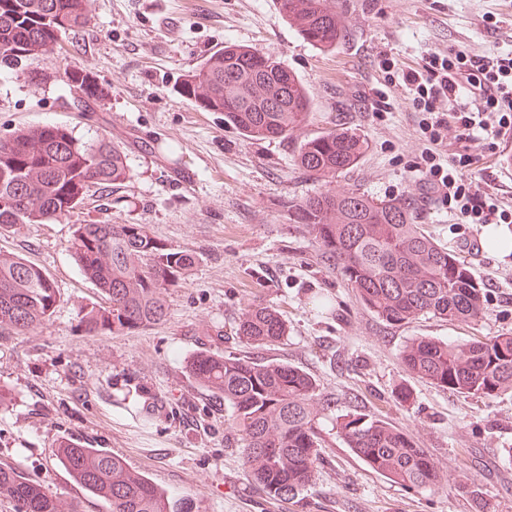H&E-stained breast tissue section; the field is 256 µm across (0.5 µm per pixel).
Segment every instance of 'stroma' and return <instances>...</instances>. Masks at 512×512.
<instances>
[{"instance_id": "stroma-1", "label": "stroma", "mask_w": 512, "mask_h": 512, "mask_svg": "<svg viewBox=\"0 0 512 512\" xmlns=\"http://www.w3.org/2000/svg\"><path fill=\"white\" fill-rule=\"evenodd\" d=\"M351 30L334 51L312 47L282 17L279 0H90L91 22L63 36L28 76L0 73V138L29 125H64L81 141L124 147L129 180L92 190L68 219L23 224L0 249L39 266L56 290L51 319L27 334L0 331V466L19 468L51 494L106 512L54 459L66 436L104 448L145 472L190 512H512V395L492 401L452 393L405 374L399 354L415 336L451 342L512 332V252L484 246L486 225L458 224L416 166L428 146L404 86L387 83L380 54L417 67L433 52L512 49V0H336ZM277 55L311 98L308 122L287 139L249 140L220 112L180 98L175 81L225 44ZM91 72L105 90L81 111L63 73ZM390 109L376 113L375 90ZM333 129L368 148L351 169L317 181L295 163L301 144ZM436 153L468 152L484 192L512 209V132L465 144L449 132ZM409 198L418 221L454 251L487 290L470 323L423 317L392 325L365 311L340 270L288 219L286 203L318 191ZM145 224L200 260L171 289L166 321L124 335L87 333L84 308L104 303L69 249L74 225ZM274 306L288 335L245 349L237 319L252 304ZM199 350L290 363L312 375L329 401L322 423L326 463L313 487L288 502L247 477L229 441L224 408L186 369ZM407 390L408 399L398 397ZM403 428L428 448L445 492L407 491L372 472L334 423L353 412ZM479 492L472 501L457 484Z\"/></svg>"}]
</instances>
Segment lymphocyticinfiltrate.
Wrapping results in <instances>:
<instances>
[{
	"instance_id": "1",
	"label": "lymphocytic infiltrate",
	"mask_w": 512,
	"mask_h": 512,
	"mask_svg": "<svg viewBox=\"0 0 512 512\" xmlns=\"http://www.w3.org/2000/svg\"><path fill=\"white\" fill-rule=\"evenodd\" d=\"M389 81L404 85L421 113L420 129L428 142L443 141L448 128L461 139L483 141L512 130V52L483 55L431 53L420 68L396 69ZM465 154L441 158L422 153L418 169L425 183L448 202V212L461 224H511L512 213L481 191L476 180L460 173Z\"/></svg>"
}]
</instances>
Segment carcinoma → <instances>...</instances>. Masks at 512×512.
<instances>
[{"label":"carcinoma","instance_id":"carcinoma-1","mask_svg":"<svg viewBox=\"0 0 512 512\" xmlns=\"http://www.w3.org/2000/svg\"><path fill=\"white\" fill-rule=\"evenodd\" d=\"M280 11L309 44L331 51L349 36L336 0H280ZM91 21L88 0H0V70L24 71L52 53L66 31ZM79 102L104 96L89 72L66 73ZM224 125L251 140L290 137L310 116L308 89L273 54L227 44L176 86ZM367 143L332 130L306 140L297 166L318 180L350 169ZM131 177L127 153L102 138L76 139L63 125L23 126L0 140V236L19 224L61 220L83 204L92 187L109 189ZM288 216L319 245L320 256L341 269L366 311L389 324L421 317L472 322L486 312V289L469 268L417 223L413 203L357 192H320L288 205ZM105 306L81 316L89 333L115 335L166 321L165 294L186 282L196 253L167 246L146 224H78L70 246ZM56 292L50 277L17 254L0 251V330L28 333L50 319ZM238 337L250 346H274L288 335L280 312L254 304L239 316ZM406 373L439 388L477 398L512 393V332L450 343L409 339L400 352ZM187 368L197 385L224 403L225 424L241 448L247 475L272 499L290 501L315 480L324 463L321 419L329 403L316 379L287 362L208 350ZM347 447L375 473L404 490L445 488L429 451L402 428L355 411L336 420ZM55 461L107 512H185L182 504L141 471L103 448L62 437ZM0 499L17 512H80L19 472L0 468Z\"/></svg>","mask_w":512,"mask_h":512}]
</instances>
